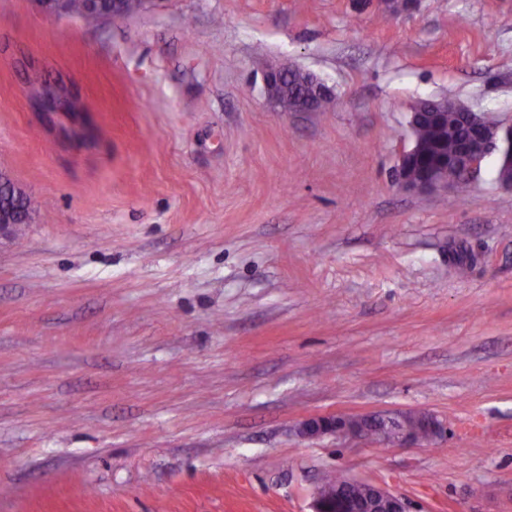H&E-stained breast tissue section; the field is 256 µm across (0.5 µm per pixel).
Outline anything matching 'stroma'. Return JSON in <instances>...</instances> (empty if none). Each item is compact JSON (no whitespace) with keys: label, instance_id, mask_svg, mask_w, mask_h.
<instances>
[{"label":"stroma","instance_id":"obj_1","mask_svg":"<svg viewBox=\"0 0 512 512\" xmlns=\"http://www.w3.org/2000/svg\"><path fill=\"white\" fill-rule=\"evenodd\" d=\"M270 65L314 74L277 112ZM61 87L65 113L32 102ZM512 123V0H165L96 26L0 0V512H512V191L399 187L412 105ZM425 411L409 447L305 418ZM302 72L294 67H276L268 69L264 74V88L267 96V101L271 108L277 112H314L321 108L322 96L326 95V90L316 87L315 95L316 100H309L306 104L299 102L292 106H288L281 97V88L284 82L293 73ZM287 91L289 95H295L297 98L308 95L311 90L305 87L296 78L288 79ZM419 418H421L420 426L423 430L418 432L404 430L400 439L395 444L403 445L412 441L430 442L440 438L448 430L447 424L434 414L423 412ZM340 482L344 484L346 488L369 485L373 492V502L360 501L346 493L340 494L337 498L336 493L326 496L320 490H317L313 512H381L372 511L376 504L384 505L391 510L388 512H408L406 502L403 498L389 492L379 484L352 478H342Z\"/></svg>","mask_w":512,"mask_h":512}]
</instances>
